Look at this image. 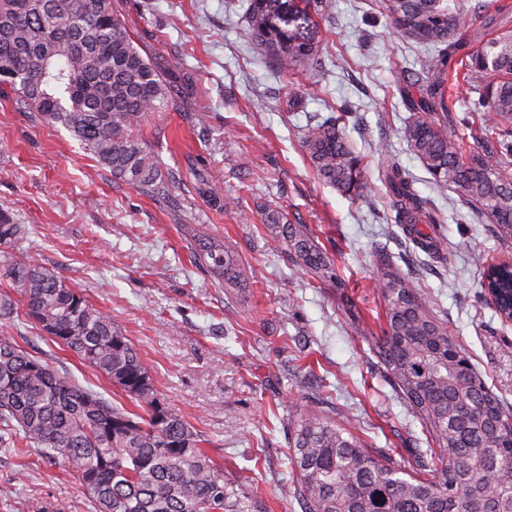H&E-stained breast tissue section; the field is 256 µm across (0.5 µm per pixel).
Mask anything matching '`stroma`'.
Returning a JSON list of instances; mask_svg holds the SVG:
<instances>
[{"mask_svg":"<svg viewBox=\"0 0 512 512\" xmlns=\"http://www.w3.org/2000/svg\"><path fill=\"white\" fill-rule=\"evenodd\" d=\"M284 35L311 38L316 61L277 69L250 36L248 0H114L152 62L170 70V104L140 136L176 184L169 199L112 176L63 127L0 96V209L28 234L35 255L113 319L140 352L167 403L201 432L218 464L257 489L269 512H301L288 491L285 423L315 409L344 423L402 467L427 448L420 422L392 387L372 337L383 304L374 289L378 251L434 299L433 313L512 406V324L503 325L478 284V256L508 250L437 187L400 137L409 115L403 78L427 54L399 35L374 0H330L302 21V0H282ZM203 111L193 123L187 116ZM351 111L342 124L367 164L364 197L320 182L300 147L310 116ZM385 144L387 155L376 152ZM410 176L441 219L445 259L404 236L379 179L385 160ZM231 201L211 207L201 178ZM276 210L313 230L343 288L296 273L264 228ZM224 240L240 264L236 286L194 262L197 237ZM0 336L119 405L130 400L28 318L0 321ZM93 512L77 476L18 441L0 447V512Z\"/></svg>","mask_w":512,"mask_h":512,"instance_id":"35a3bbf8","label":"stroma"}]
</instances>
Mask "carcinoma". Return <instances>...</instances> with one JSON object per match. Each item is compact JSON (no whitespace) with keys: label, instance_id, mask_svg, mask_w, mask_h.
Instances as JSON below:
<instances>
[{"label":"carcinoma","instance_id":"1","mask_svg":"<svg viewBox=\"0 0 512 512\" xmlns=\"http://www.w3.org/2000/svg\"><path fill=\"white\" fill-rule=\"evenodd\" d=\"M279 0H249V30L281 68L315 60V46L266 33ZM398 33L429 53L404 93L412 116L403 140L434 184L455 193L468 214L512 242V15L502 10L473 23L465 0H378ZM21 80L16 105L67 129L112 175L149 197L170 188L158 156L133 130L169 105V80L135 45L112 0H0V64ZM470 89L456 113L452 91ZM347 113L314 119L301 147L317 178L354 199L367 190L363 158L345 140ZM470 136L467 154L448 128ZM395 222L414 247L444 253L427 202L393 163L381 175ZM210 204L228 206L219 186L201 180ZM294 269L344 287L334 259L305 224L266 216ZM25 227L0 209V275L20 300L0 292V320L24 307L63 349L125 393L127 410L63 376L15 339L0 336V424L44 457L76 473L94 512H265L254 491L216 464L202 435L172 410L144 359L112 316L54 270L13 249ZM195 261L231 285L239 277L230 247L207 238ZM480 288L496 313L512 319V257H478ZM375 288L385 320L378 346L395 389L425 432L428 468L409 475L383 462L353 432L317 410L286 421L292 493L302 512H512V409L487 386L464 349L432 315L418 283L380 257Z\"/></svg>","mask_w":512,"mask_h":512}]
</instances>
